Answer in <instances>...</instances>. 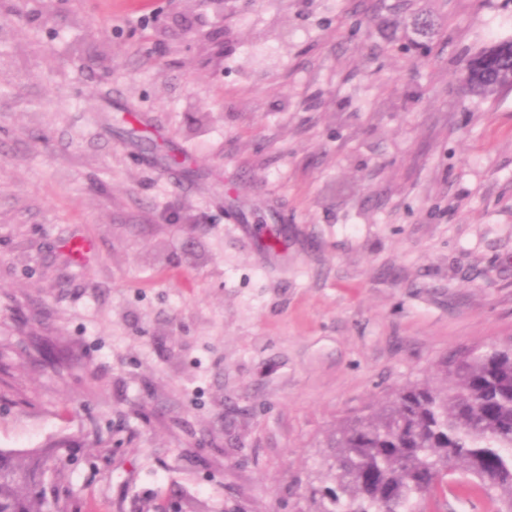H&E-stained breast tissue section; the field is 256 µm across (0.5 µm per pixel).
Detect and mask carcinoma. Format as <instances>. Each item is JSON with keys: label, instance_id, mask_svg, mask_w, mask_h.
Wrapping results in <instances>:
<instances>
[{"label": "carcinoma", "instance_id": "cac0c4a2", "mask_svg": "<svg viewBox=\"0 0 512 512\" xmlns=\"http://www.w3.org/2000/svg\"><path fill=\"white\" fill-rule=\"evenodd\" d=\"M411 26L430 40L443 20L419 13ZM462 76L472 94L511 90L512 40L470 55ZM447 376L445 388L399 389L379 413L336 433L323 512H426L450 483L512 512V343L467 351ZM60 460L0 449V512H52L44 475Z\"/></svg>", "mask_w": 512, "mask_h": 512}]
</instances>
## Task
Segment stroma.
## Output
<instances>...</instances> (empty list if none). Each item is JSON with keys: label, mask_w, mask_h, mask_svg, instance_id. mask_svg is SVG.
Instances as JSON below:
<instances>
[{"label": "stroma", "mask_w": 512, "mask_h": 512, "mask_svg": "<svg viewBox=\"0 0 512 512\" xmlns=\"http://www.w3.org/2000/svg\"><path fill=\"white\" fill-rule=\"evenodd\" d=\"M507 39L512 0H0V449L61 446L67 512H322L335 432L512 336V90L460 85ZM444 21L433 14L419 13L411 20V26L416 35L431 40L437 36Z\"/></svg>", "instance_id": "obj_1"}]
</instances>
